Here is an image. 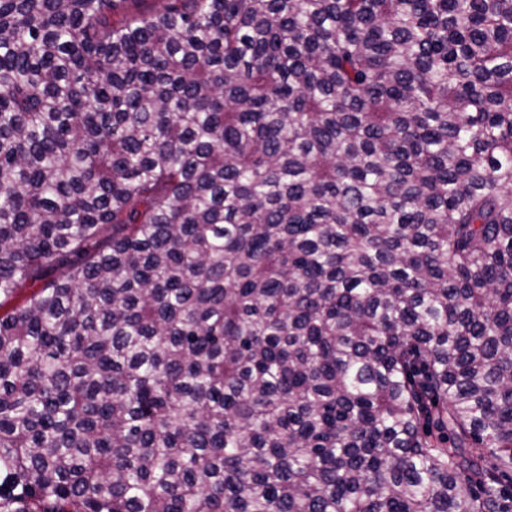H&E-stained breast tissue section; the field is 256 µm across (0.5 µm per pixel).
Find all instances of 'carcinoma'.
Instances as JSON below:
<instances>
[{
  "instance_id": "cac0c4a2",
  "label": "carcinoma",
  "mask_w": 512,
  "mask_h": 512,
  "mask_svg": "<svg viewBox=\"0 0 512 512\" xmlns=\"http://www.w3.org/2000/svg\"><path fill=\"white\" fill-rule=\"evenodd\" d=\"M0 0V512H512V0Z\"/></svg>"
}]
</instances>
